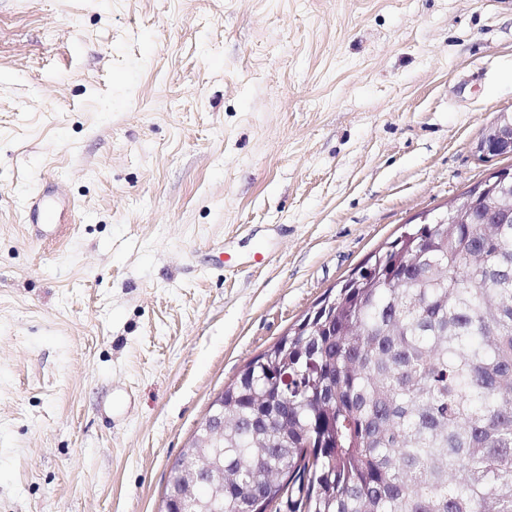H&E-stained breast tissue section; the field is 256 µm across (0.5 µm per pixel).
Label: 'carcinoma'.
<instances>
[{
  "label": "carcinoma",
  "instance_id": "cac0c4a2",
  "mask_svg": "<svg viewBox=\"0 0 512 512\" xmlns=\"http://www.w3.org/2000/svg\"><path fill=\"white\" fill-rule=\"evenodd\" d=\"M333 300L224 387L173 508L512 512V192L405 225Z\"/></svg>",
  "mask_w": 512,
  "mask_h": 512
}]
</instances>
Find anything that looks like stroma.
<instances>
[{
  "instance_id": "stroma-1",
  "label": "stroma",
  "mask_w": 512,
  "mask_h": 512,
  "mask_svg": "<svg viewBox=\"0 0 512 512\" xmlns=\"http://www.w3.org/2000/svg\"><path fill=\"white\" fill-rule=\"evenodd\" d=\"M505 113L512 0H0V512H159L212 399ZM63 211L53 198L48 196L34 198L30 210V218L39 222L51 232H54L57 224L62 223Z\"/></svg>"
}]
</instances>
